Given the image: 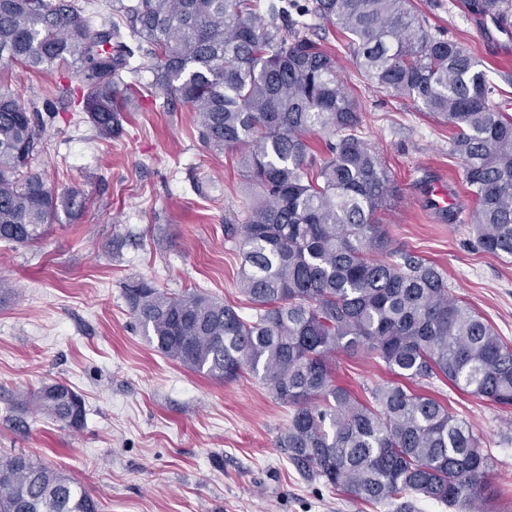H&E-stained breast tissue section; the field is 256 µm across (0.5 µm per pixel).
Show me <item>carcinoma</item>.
Listing matches in <instances>:
<instances>
[{
	"mask_svg": "<svg viewBox=\"0 0 512 512\" xmlns=\"http://www.w3.org/2000/svg\"><path fill=\"white\" fill-rule=\"evenodd\" d=\"M468 13L512 27V0H462ZM260 0H134L119 3L130 38L148 45L152 94L195 114L204 146L236 150L258 189L226 236L242 256L237 308L192 291L169 293L130 280L123 293L157 350L211 379L248 370L293 409L278 447L296 471L369 503L413 496L458 512L503 496L491 458L463 418L411 385L439 378L512 407V346L452 294L441 269L394 246L378 215L397 187L361 139L364 115L335 55L312 40L308 16L339 29L356 67L377 91L411 101L455 131L481 249L512 256V116L499 86L459 42L431 32L411 0H287L265 20ZM134 56L117 23L78 0H0V60L74 73L77 98L98 138L122 131L138 94L124 82ZM55 114L31 111L0 85V241L38 243L58 219L85 207L60 198L30 171ZM324 136V158L310 136ZM366 350L394 380L354 397L336 384V354ZM22 406L73 432L81 395L45 382ZM0 512H100L79 483L23 451L0 450Z\"/></svg>",
	"mask_w": 512,
	"mask_h": 512,
	"instance_id": "obj_1",
	"label": "carcinoma"
}]
</instances>
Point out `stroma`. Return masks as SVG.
I'll use <instances>...</instances> for the list:
<instances>
[{
    "mask_svg": "<svg viewBox=\"0 0 512 512\" xmlns=\"http://www.w3.org/2000/svg\"><path fill=\"white\" fill-rule=\"evenodd\" d=\"M413 4L432 29L488 65L512 113V31L479 25L457 0ZM321 45L362 98L363 139L400 188L380 218L395 246L436 263L452 293L512 344V257L483 251L469 222H440L424 201L425 187L441 181L463 212L472 208L462 163L448 154L451 130L379 93L334 28ZM0 79L26 107L58 113L32 172L58 193L89 200L78 214L60 212L38 244L0 243V277L9 283L0 294V448L62 470L100 512H398L304 479L276 445L287 405L252 374L222 383L168 359L125 302V283L142 278L171 293L202 290L251 316L238 288L239 251L224 235L225 219L243 217L255 197L233 154L208 150L192 112L148 94L126 113L120 137L104 142L62 91L75 76L0 63ZM52 379L82 395L80 432L18 410L22 394ZM390 379L365 352L336 357L337 383L358 395ZM420 388L472 425L492 458V484L512 488V408L438 379Z\"/></svg>",
    "mask_w": 512,
    "mask_h": 512,
    "instance_id": "35a3bbf8",
    "label": "stroma"
}]
</instances>
